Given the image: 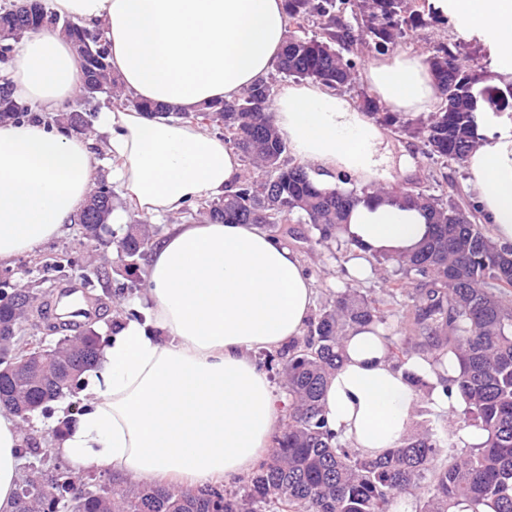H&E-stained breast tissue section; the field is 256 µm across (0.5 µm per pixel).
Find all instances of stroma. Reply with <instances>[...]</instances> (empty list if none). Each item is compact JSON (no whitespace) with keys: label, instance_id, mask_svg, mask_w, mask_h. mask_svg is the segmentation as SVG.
<instances>
[{"label":"stroma","instance_id":"stroma-1","mask_svg":"<svg viewBox=\"0 0 512 512\" xmlns=\"http://www.w3.org/2000/svg\"><path fill=\"white\" fill-rule=\"evenodd\" d=\"M440 43L460 44L468 62L482 72H489V56L486 47L479 41L466 37L455 20L442 24L429 23L423 27L410 30L397 45V52H410L429 56L434 46ZM388 132L394 142L406 146L417 156V168L409 177V184L421 187L434 195H448L455 200H469L475 197V190L466 183L463 165L449 162L446 172H439L434 160L422 153V145L410 136L399 133L396 127H389ZM295 238L289 239L288 245L296 251L301 259L302 268L315 286L314 309L333 299L336 292L353 287L360 289L370 297L385 299L386 279L393 276L391 266H380L373 270L366 279L351 276L348 267L352 259L349 247L336 244H322L308 225L295 227ZM68 252L72 265L67 270L68 277L91 276L97 292L106 296L107 311L94 324L102 334L109 333L115 325L117 313L122 302L142 295L144 283V265L125 268L119 261L112 233H105L104 242L98 246L81 244L77 224H69L63 236L49 241L35 252L17 257L12 265L0 266V281L27 291L43 294L56 279L55 273L44 271L45 260L59 252ZM58 421L54 413L37 414L27 423L23 434L31 448L23 458V470L38 467L50 469L60 467L69 469L67 460L51 455L49 448L54 442L53 430Z\"/></svg>","mask_w":512,"mask_h":512}]
</instances>
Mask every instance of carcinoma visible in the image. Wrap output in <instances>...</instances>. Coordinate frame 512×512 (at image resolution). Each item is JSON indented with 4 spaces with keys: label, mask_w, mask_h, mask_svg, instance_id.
<instances>
[{
    "label": "carcinoma",
    "mask_w": 512,
    "mask_h": 512,
    "mask_svg": "<svg viewBox=\"0 0 512 512\" xmlns=\"http://www.w3.org/2000/svg\"><path fill=\"white\" fill-rule=\"evenodd\" d=\"M285 2L289 27L278 72L333 89L352 84L359 48L387 52L407 30L441 21L425 13V0ZM48 25L69 37L83 59L82 90L77 105L57 116L61 127L75 134L91 132L92 104L102 94L150 118L212 126L240 153L245 168L224 195L188 208L192 220L260 224L284 242L293 235L288 225L307 224L320 243L338 239L336 231L359 194L322 188L306 167L281 162L286 144L272 122L269 81L192 116L130 100L112 75L102 33L58 16L42 0H14L0 12V63L9 62L25 34ZM428 62L440 101L413 134L421 138L424 154L444 165L450 160L462 164L481 141L477 98L490 112H512V83L477 88L481 77L455 44L437 46ZM358 105L372 117L381 114L385 122L398 123L393 113H380L365 93ZM25 118H35L33 111L17 105L9 87L0 84V121ZM376 196L423 209L431 224L429 239L415 252L375 257L396 267L391 296H404L413 307L412 335L399 340L387 335L390 359L397 367L415 355L439 365L456 359L459 373L441 382L461 394L465 407L460 427L482 431V443L450 448L445 439L456 432L428 421L398 447L370 458L330 431L321 397L341 362L343 337L357 326L389 329L382 302L349 288L325 305L307 333L282 354L288 413L273 437L272 452L242 490L108 485L74 499L68 493L74 480L69 473L48 477L33 469L19 481L13 512H396L398 501L412 493L422 502L420 512H450L460 504L466 512L485 507L512 512V250H501L492 241L475 202L462 206L408 187L379 190ZM113 210L112 186L101 179L77 223L104 232ZM152 236L146 222L130 225L118 240L122 257L132 261L143 256ZM51 305L47 295L37 297L0 282V350L24 351L16 337L26 330L29 307L32 326L51 333L70 331V323L53 317ZM77 349L78 357L63 348L29 369L1 373L0 407L14 414L31 406L43 410L72 391L79 375L96 361L98 337L84 338Z\"/></svg>",
    "instance_id": "1"
}]
</instances>
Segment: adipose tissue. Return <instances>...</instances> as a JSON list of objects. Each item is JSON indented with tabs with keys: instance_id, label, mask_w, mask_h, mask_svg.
<instances>
[{
	"instance_id": "obj_1",
	"label": "adipose tissue",
	"mask_w": 512,
	"mask_h": 512,
	"mask_svg": "<svg viewBox=\"0 0 512 512\" xmlns=\"http://www.w3.org/2000/svg\"><path fill=\"white\" fill-rule=\"evenodd\" d=\"M466 35L489 46L498 83H512V0H432ZM52 11L102 28L108 62L138 101L192 112L230 101L276 68L288 17L284 0H49ZM4 77L34 121L0 123V265L61 237L88 201L97 175L95 147L127 202L147 216L178 214L222 196L242 158L222 136L134 107L100 112L99 137L75 136L53 122L83 83V61L57 30L27 34ZM362 81L389 111H433L438 85L428 61L412 53L374 59ZM275 126L321 187L390 185L413 173L409 150L347 96L315 82L282 86ZM485 139L466 160L493 241L512 249V118L478 115ZM427 215L401 202L362 201L341 236L357 254L350 273L369 275L368 258L405 254L429 235ZM314 287L297 254L257 224L184 222L154 242L142 297L131 317L102 336L83 373V409L68 418L53 454L74 466L112 467L132 482L203 487L248 477L269 454L284 409L253 354L299 336ZM429 382L436 413L465 402L445 392L429 362L394 367L382 333L360 327L343 339L340 366L323 404L341 440L367 456L397 447L419 397L405 377ZM23 432L0 409V512H11Z\"/></svg>"
}]
</instances>
